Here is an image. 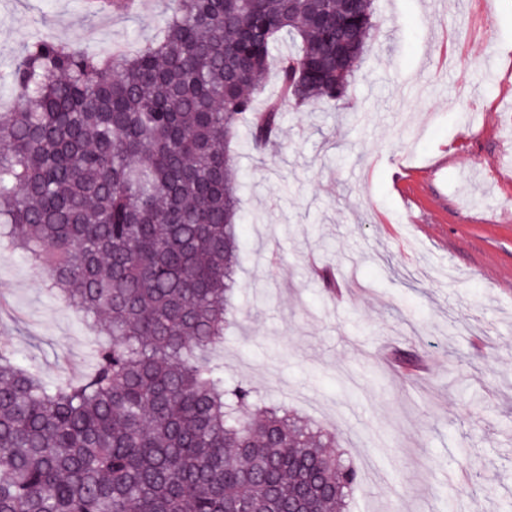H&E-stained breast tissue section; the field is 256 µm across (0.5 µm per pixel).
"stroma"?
<instances>
[{"label":"stroma","instance_id":"1","mask_svg":"<svg viewBox=\"0 0 512 512\" xmlns=\"http://www.w3.org/2000/svg\"><path fill=\"white\" fill-rule=\"evenodd\" d=\"M139 2L0 0V108L33 35L157 37L164 0ZM375 19L339 105L284 107L268 155L233 145L242 252L220 360L335 433L360 472L349 512H512V0H375ZM45 282L0 252V339L47 379L83 375L93 331ZM404 349L425 379L396 370Z\"/></svg>","mask_w":512,"mask_h":512}]
</instances>
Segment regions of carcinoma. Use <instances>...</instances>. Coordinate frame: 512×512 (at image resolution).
Instances as JSON below:
<instances>
[{
	"label": "carcinoma",
	"mask_w": 512,
	"mask_h": 512,
	"mask_svg": "<svg viewBox=\"0 0 512 512\" xmlns=\"http://www.w3.org/2000/svg\"><path fill=\"white\" fill-rule=\"evenodd\" d=\"M133 52L28 41L0 112V230L88 323L90 371L49 381L0 343V512H336V435L224 377L240 263L231 145L284 105L344 99L373 0H166ZM276 68L280 95L259 108Z\"/></svg>",
	"instance_id": "1"
}]
</instances>
